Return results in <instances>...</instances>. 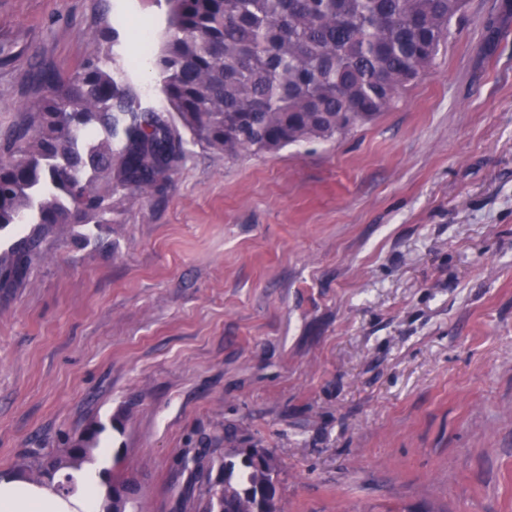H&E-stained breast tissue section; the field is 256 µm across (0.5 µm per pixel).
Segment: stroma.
Returning <instances> with one entry per match:
<instances>
[{
    "label": "stroma",
    "mask_w": 512,
    "mask_h": 512,
    "mask_svg": "<svg viewBox=\"0 0 512 512\" xmlns=\"http://www.w3.org/2000/svg\"><path fill=\"white\" fill-rule=\"evenodd\" d=\"M467 0L434 64L336 141L188 158L0 289V471L102 426L141 512H198L211 460L279 458L286 512H512V20ZM151 0H0V145Z\"/></svg>",
    "instance_id": "35a3bbf8"
}]
</instances>
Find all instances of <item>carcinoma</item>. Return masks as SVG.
Listing matches in <instances>:
<instances>
[{"label": "carcinoma", "instance_id": "cac0c4a2", "mask_svg": "<svg viewBox=\"0 0 512 512\" xmlns=\"http://www.w3.org/2000/svg\"><path fill=\"white\" fill-rule=\"evenodd\" d=\"M165 26L153 55L167 110L140 106L112 69L109 32L44 90L0 160V229L26 225L0 250V288L18 287L43 236L69 224L112 223V196L151 197L195 144L228 157L332 141L375 120L429 68L466 0H153ZM103 427L39 458L32 479L93 462ZM212 461L202 512H259L277 487L278 457L262 449Z\"/></svg>", "mask_w": 512, "mask_h": 512}]
</instances>
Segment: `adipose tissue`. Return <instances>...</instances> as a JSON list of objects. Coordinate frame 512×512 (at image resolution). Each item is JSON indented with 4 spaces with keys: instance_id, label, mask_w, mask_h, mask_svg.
<instances>
[{
    "instance_id": "1",
    "label": "adipose tissue",
    "mask_w": 512,
    "mask_h": 512,
    "mask_svg": "<svg viewBox=\"0 0 512 512\" xmlns=\"http://www.w3.org/2000/svg\"><path fill=\"white\" fill-rule=\"evenodd\" d=\"M76 490L61 492L55 480L36 484L17 473L0 474V512H98L105 488L95 470L74 474Z\"/></svg>"
}]
</instances>
